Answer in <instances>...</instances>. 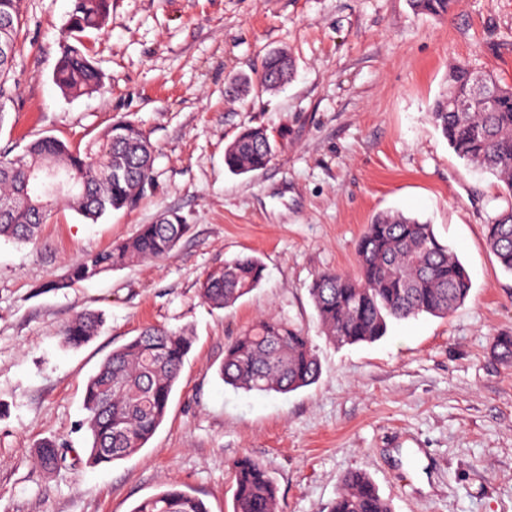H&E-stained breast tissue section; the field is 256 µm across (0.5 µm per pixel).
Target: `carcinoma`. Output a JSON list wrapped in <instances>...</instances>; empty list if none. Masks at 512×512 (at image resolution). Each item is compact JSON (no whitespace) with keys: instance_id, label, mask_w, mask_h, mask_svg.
I'll return each instance as SVG.
<instances>
[{"instance_id":"obj_1","label":"carcinoma","mask_w":512,"mask_h":512,"mask_svg":"<svg viewBox=\"0 0 512 512\" xmlns=\"http://www.w3.org/2000/svg\"><path fill=\"white\" fill-rule=\"evenodd\" d=\"M21 0H0V123L3 104L12 97L6 77L13 68L20 33ZM110 0H74L67 34L71 38L101 28ZM418 13L443 17L457 0H409ZM293 63L275 69L265 65L262 84L272 90L291 79ZM476 73L453 66L448 91L438 98L432 119L460 159L491 174L512 198V87L492 75L483 76L496 103L489 109L448 111V99L471 95ZM53 80L67 95H82L101 83L99 70L77 46L63 40ZM276 142L261 127L244 129L224 150V165L234 174L266 167ZM155 148L134 122H114L84 148L53 137L31 142L22 153H0V238L27 243L36 239L51 212L67 207L93 222L103 215L132 208L151 181ZM188 231L181 217L165 213L141 225L136 236L81 258L69 282L92 279L134 259L169 255ZM486 242L500 266L512 274V204L485 225ZM354 274L327 270L309 288L326 339L337 345L373 343L387 332L388 322L422 313L444 317L470 294L471 278L457 257L437 238L434 227L399 213H382L359 238ZM265 267L254 256L238 257L209 272L200 283L201 298L224 309L258 287ZM99 317L76 314L64 329L67 345L85 344L98 330ZM191 337L164 328H147L101 363L84 393L86 425L91 433L86 463L110 465L145 447L164 420ZM321 366L309 336L286 321L260 320L232 339L224 351L219 375L225 384L260 394L288 393L317 381ZM48 471L62 467L65 457L55 443H42L36 453ZM233 512H280L275 483L262 463L236 459ZM133 512H208L205 503L180 489H166L142 500ZM328 512H392L371 478L346 474Z\"/></svg>"}]
</instances>
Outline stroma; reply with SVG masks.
Listing matches in <instances>:
<instances>
[{
    "label": "stroma",
    "instance_id": "obj_1",
    "mask_svg": "<svg viewBox=\"0 0 512 512\" xmlns=\"http://www.w3.org/2000/svg\"><path fill=\"white\" fill-rule=\"evenodd\" d=\"M72 8L22 0L0 150L46 136L81 147L126 119L156 159L134 208L93 222L62 207L35 241L0 239V512H132L168 483L233 512L231 464L244 455L269 471L280 512H327L352 471L393 512H512V361L495 349L512 336V274L485 239L507 200L431 116L453 65L512 86V0H459L444 18L408 0H110L104 27L81 36L102 85L79 97L53 81ZM280 49L295 65L284 88L234 93ZM259 126L275 158L232 175L225 147ZM166 212L189 226L170 255L69 283L82 256ZM383 212L432 224L467 268L470 295L448 316L335 345L310 285L324 270L354 271L357 240ZM239 256L261 259L264 278L213 308L200 283ZM81 311L104 324L72 348L62 331ZM261 319L308 333L314 384L259 395L219 378L226 344ZM149 326L192 338L165 418L139 452L89 467L85 383ZM44 441L65 448L66 467L36 465Z\"/></svg>",
    "mask_w": 512,
    "mask_h": 512
}]
</instances>
